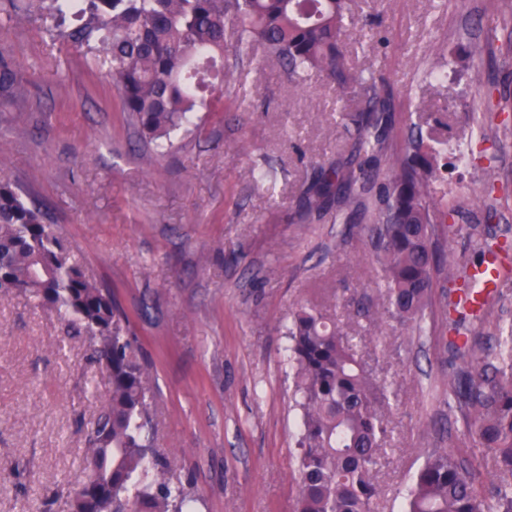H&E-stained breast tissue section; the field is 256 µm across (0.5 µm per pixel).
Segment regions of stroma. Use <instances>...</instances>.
I'll list each match as a JSON object with an SVG mask.
<instances>
[{"label":"stroma","mask_w":512,"mask_h":512,"mask_svg":"<svg viewBox=\"0 0 512 512\" xmlns=\"http://www.w3.org/2000/svg\"><path fill=\"white\" fill-rule=\"evenodd\" d=\"M32 5L0 26L23 90L0 99V181L48 210L128 315L149 372L154 447L175 460L194 512H292L297 427L284 326L300 305L361 338L395 392L372 512H401L426 451L455 443L440 338L443 296L456 283L447 268L435 272L422 328L348 320L341 296L380 304L372 203L346 211L342 225L305 224L297 210L315 170L349 154L343 117L356 99L320 78L288 83L267 59L244 74L241 104L196 113L195 131L173 133L162 155L127 122L95 51L46 31L40 0ZM492 5L351 0L359 21L379 27L347 50L354 67L381 70L392 87L398 139L432 123L468 150L467 166L448 168L443 255L472 257V239L488 237L512 263V60L461 56ZM435 44L447 60L441 83L425 77ZM256 164L271 181L251 179ZM88 354L56 313L0 295V512H68L87 473L84 433L108 390L106 367Z\"/></svg>","instance_id":"stroma-1"}]
</instances>
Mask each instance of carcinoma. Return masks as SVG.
<instances>
[{"instance_id":"cac0c4a2","label":"carcinoma","mask_w":512,"mask_h":512,"mask_svg":"<svg viewBox=\"0 0 512 512\" xmlns=\"http://www.w3.org/2000/svg\"><path fill=\"white\" fill-rule=\"evenodd\" d=\"M50 29L69 22L63 36L95 44L112 73L126 112L142 139L173 146L171 133L210 110L234 72L224 53L252 64L255 46L276 59L288 82L319 76L340 94L358 97L360 109L345 131L352 151L345 162L319 168L301 197L302 216L333 222L361 193L379 185L368 230L373 261L384 282L374 311L349 298L348 317L406 323L420 320L432 299L440 257L433 247L448 220L446 140L430 142L412 129L404 146L391 148L392 111L384 78L348 63L350 0H50ZM487 15L483 37L468 55L482 57L499 41L500 14ZM20 93L0 51V95ZM473 251L495 269L499 282L512 272L495 265L493 244ZM18 292L43 309L69 317L87 335L93 356L105 363L109 390L85 437L89 473L70 501V512H193L192 500L171 483L167 460H149L147 369L132 353L128 316L112 291L75 259L56 224L9 183L0 182V293ZM473 308L444 296L448 328V409L460 423L459 446L430 450L405 496V512H512V321L502 318L508 294L476 288ZM495 319L494 332L475 336L468 321ZM288 376L297 411L294 512H371L379 494L377 457L387 436L390 392L359 356L353 337L320 311L301 306L285 326ZM491 453L479 456L468 438ZM493 468L496 478L487 477Z\"/></svg>"}]
</instances>
